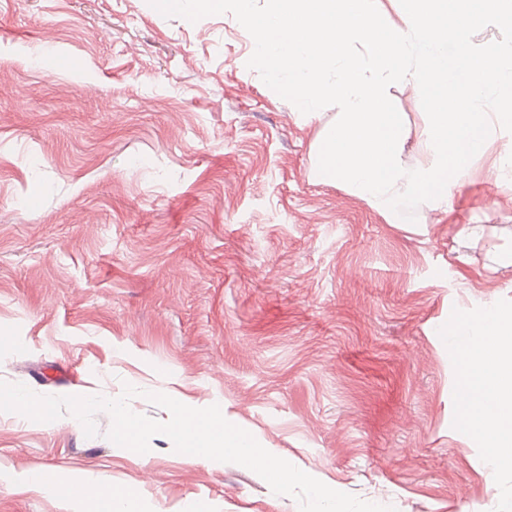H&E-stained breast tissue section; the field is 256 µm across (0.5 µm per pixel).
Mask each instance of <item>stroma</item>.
Segmentation results:
<instances>
[{"label":"stroma","mask_w":512,"mask_h":512,"mask_svg":"<svg viewBox=\"0 0 512 512\" xmlns=\"http://www.w3.org/2000/svg\"><path fill=\"white\" fill-rule=\"evenodd\" d=\"M229 13L147 0H0V380L40 395L124 385L222 406L327 486L396 512H512L459 420L450 323L512 311V184L492 159L448 211L386 217L310 176L336 117L300 120L245 65ZM422 159L418 93L391 90ZM0 412V512H72L96 485L138 512H299L253 471L137 458L95 416Z\"/></svg>","instance_id":"stroma-1"}]
</instances>
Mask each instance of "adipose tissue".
I'll return each instance as SVG.
<instances>
[{
  "instance_id": "adipose-tissue-1",
  "label": "adipose tissue",
  "mask_w": 512,
  "mask_h": 512,
  "mask_svg": "<svg viewBox=\"0 0 512 512\" xmlns=\"http://www.w3.org/2000/svg\"><path fill=\"white\" fill-rule=\"evenodd\" d=\"M449 334L468 365L459 397L460 421L489 453L492 472L512 469V315L488 310L453 323Z\"/></svg>"
}]
</instances>
